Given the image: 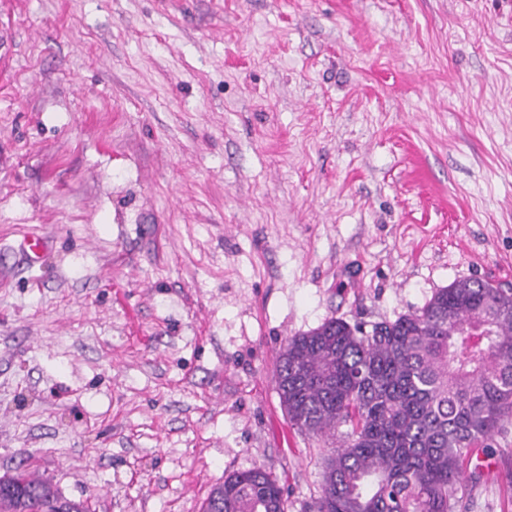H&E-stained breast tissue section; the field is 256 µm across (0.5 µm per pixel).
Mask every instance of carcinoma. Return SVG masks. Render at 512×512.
Wrapping results in <instances>:
<instances>
[{
    "label": "carcinoma",
    "instance_id": "carcinoma-1",
    "mask_svg": "<svg viewBox=\"0 0 512 512\" xmlns=\"http://www.w3.org/2000/svg\"><path fill=\"white\" fill-rule=\"evenodd\" d=\"M277 384L302 432L347 427L313 512H456L464 462L512 426V288L457 280L368 331L331 319L288 338ZM3 481L15 490L0 491V512H88L26 470ZM202 512H285V500L258 467L215 485Z\"/></svg>",
    "mask_w": 512,
    "mask_h": 512
}]
</instances>
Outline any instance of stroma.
<instances>
[{"instance_id": "35a3bbf8", "label": "stroma", "mask_w": 512, "mask_h": 512, "mask_svg": "<svg viewBox=\"0 0 512 512\" xmlns=\"http://www.w3.org/2000/svg\"><path fill=\"white\" fill-rule=\"evenodd\" d=\"M1 28L0 473L199 512L262 466L309 512L337 440L283 412L286 339L512 287V0H0ZM492 448L465 512H512V427Z\"/></svg>"}]
</instances>
